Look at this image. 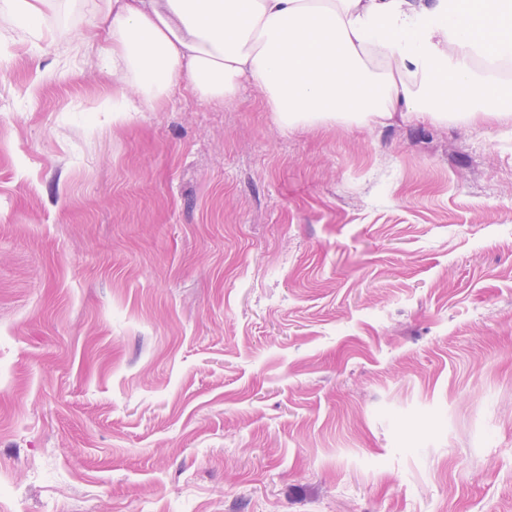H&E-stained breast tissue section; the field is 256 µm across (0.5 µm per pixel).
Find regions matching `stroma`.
Here are the masks:
<instances>
[{
	"label": "stroma",
	"mask_w": 512,
	"mask_h": 512,
	"mask_svg": "<svg viewBox=\"0 0 512 512\" xmlns=\"http://www.w3.org/2000/svg\"><path fill=\"white\" fill-rule=\"evenodd\" d=\"M0 36V512H512V112L113 125Z\"/></svg>",
	"instance_id": "obj_1"
}]
</instances>
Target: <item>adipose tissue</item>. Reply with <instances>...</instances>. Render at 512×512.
<instances>
[{
    "instance_id": "ef3b65f1",
    "label": "adipose tissue",
    "mask_w": 512,
    "mask_h": 512,
    "mask_svg": "<svg viewBox=\"0 0 512 512\" xmlns=\"http://www.w3.org/2000/svg\"><path fill=\"white\" fill-rule=\"evenodd\" d=\"M44 0H0V32L44 30ZM121 88L113 124L242 83L284 125L380 122L394 112H512V0H87Z\"/></svg>"
}]
</instances>
